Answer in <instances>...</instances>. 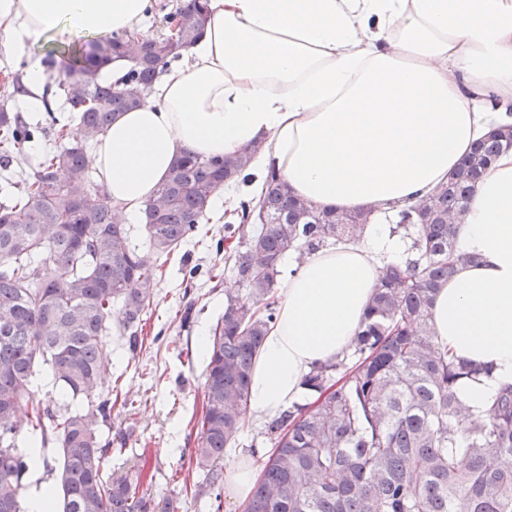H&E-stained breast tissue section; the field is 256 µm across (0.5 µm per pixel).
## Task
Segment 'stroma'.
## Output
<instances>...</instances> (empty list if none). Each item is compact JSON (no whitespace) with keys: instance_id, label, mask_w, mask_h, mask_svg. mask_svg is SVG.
<instances>
[{"instance_id":"stroma-1","label":"stroma","mask_w":512,"mask_h":512,"mask_svg":"<svg viewBox=\"0 0 512 512\" xmlns=\"http://www.w3.org/2000/svg\"><path fill=\"white\" fill-rule=\"evenodd\" d=\"M224 227L203 219L194 239L178 248L162 269L155 295L145 313L144 339L130 348L119 334L106 339L110 375L103 390L128 402L114 407L110 420L99 427L112 445L104 458L106 471L143 466L158 494L175 495L185 482L203 478L195 465V421L204 404L206 361L200 339L209 335L224 311L226 292L244 296L233 274L224 267L215 243ZM198 267L193 283H186L183 265ZM190 322H183L184 311ZM28 422L18 425L21 448L37 459L26 476L25 497L42 485H54L58 451L53 446L31 447Z\"/></svg>"}]
</instances>
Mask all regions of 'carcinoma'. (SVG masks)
Returning a JSON list of instances; mask_svg holds the SVG:
<instances>
[{"label": "carcinoma", "instance_id": "carcinoma-1", "mask_svg": "<svg viewBox=\"0 0 512 512\" xmlns=\"http://www.w3.org/2000/svg\"><path fill=\"white\" fill-rule=\"evenodd\" d=\"M202 0H177L167 32L142 41L124 34L50 51L66 59L57 88L78 134L42 161L16 195L0 196V512H24L25 478L35 458L17 444V420L29 419L41 444L59 448L53 512H180L187 499L161 497L140 469L106 473L109 444L97 426L112 413L106 397L87 409H62L33 398L42 371L71 398L98 388L106 365L104 336L112 305L123 309L120 335L135 348L163 258L195 237L213 196L248 179L254 150L188 155L157 187L146 208L144 246L131 245L117 208L88 167L87 150L122 112L203 34ZM127 61L122 86L102 78ZM20 113L0 107V169L9 170L35 133ZM512 149V127L477 143L448 183L405 205L397 226L410 236L405 260L379 268L363 329L346 354L303 381L317 398L295 403L264 424L272 448L244 512H512V383L478 421L458 394L464 378L490 375L450 355L431 336L435 295L472 258L456 248V228L474 187L493 159ZM224 225L225 263L245 286L227 297L207 343L203 414L196 467L202 481L190 499L222 507L224 452L246 423L250 373L275 323L281 260L296 261L341 240H359L371 212L319 209L294 197L275 174L259 197L234 204Z\"/></svg>", "mask_w": 512, "mask_h": 512}]
</instances>
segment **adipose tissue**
Instances as JSON below:
<instances>
[{
    "label": "adipose tissue",
    "mask_w": 512,
    "mask_h": 512,
    "mask_svg": "<svg viewBox=\"0 0 512 512\" xmlns=\"http://www.w3.org/2000/svg\"><path fill=\"white\" fill-rule=\"evenodd\" d=\"M159 0H0V50L46 33L145 36ZM512 0H210L203 37L165 69L142 105L117 117L90 163L123 220L144 214L184 155L258 147L268 169L318 207L374 210L361 240L319 251L282 286L250 378L248 417L300 399L313 367L361 328L394 206L446 183L490 131L512 125ZM459 267L439 288L433 335L454 356L489 364L458 393L485 417L512 382V151L476 185L458 229Z\"/></svg>",
    "instance_id": "1"
}]
</instances>
